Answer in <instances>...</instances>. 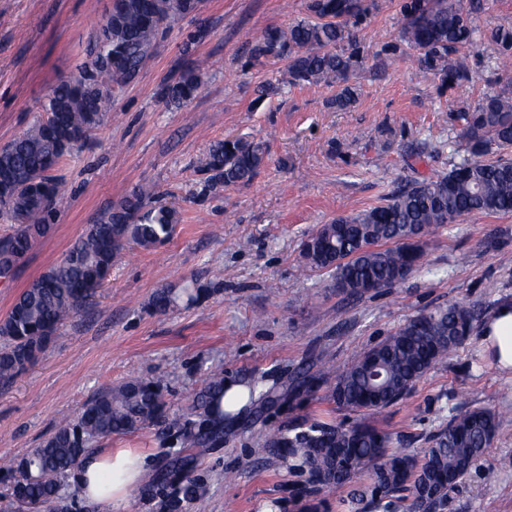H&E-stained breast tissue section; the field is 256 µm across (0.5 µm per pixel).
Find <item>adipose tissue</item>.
<instances>
[{"instance_id": "obj_1", "label": "adipose tissue", "mask_w": 512, "mask_h": 512, "mask_svg": "<svg viewBox=\"0 0 512 512\" xmlns=\"http://www.w3.org/2000/svg\"><path fill=\"white\" fill-rule=\"evenodd\" d=\"M481 341L491 351L497 368L512 371V304L499 305L486 320ZM144 472L142 453L128 448L95 450L86 456L78 470V490L86 500L117 506L140 484Z\"/></svg>"}]
</instances>
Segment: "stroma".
Returning a JSON list of instances; mask_svg holds the SVG:
<instances>
[{"instance_id": "35a3bbf8", "label": "stroma", "mask_w": 512, "mask_h": 512, "mask_svg": "<svg viewBox=\"0 0 512 512\" xmlns=\"http://www.w3.org/2000/svg\"><path fill=\"white\" fill-rule=\"evenodd\" d=\"M402 0H373L358 32L363 59L351 82L356 103L331 101L335 87L296 86L257 98L274 65L244 68L247 45L265 29L301 19L305 0H200L172 22L146 67L114 92L98 126L51 170L66 185L53 226L35 242L10 283H0V317L88 225L140 184L155 204L174 206L172 237L156 248H126L104 288L66 321L29 370L0 382V470L39 446L63 418L98 390L131 377L164 375L165 414L184 420L209 374L274 389L271 405L247 406L225 421L220 440L184 448L166 423L99 441L135 448L144 482L111 512H164L180 488L174 457L187 458L208 486L185 512H303L300 474L259 438L304 416L355 420L328 385L288 398L290 385L343 369L421 311L458 302L479 319L512 302V213L471 214L424 239V264L392 287L353 297L331 274L302 266L303 239L320 225L383 203L416 181L447 174L466 158L458 112L485 93L512 91V65L479 40L467 50L472 78L440 91L401 39ZM110 0H0V147L41 119L53 88L82 72ZM197 34L187 44L189 34ZM202 77L197 97L176 106L162 87L186 68ZM228 136L264 142L265 166L246 185L209 186L199 161ZM210 287L202 303L151 307L164 287ZM486 408L500 433L469 475L448 493L443 512H512V377L470 334L390 407L365 413L391 432L395 447L422 456L428 438L470 408ZM496 469L486 481L487 469Z\"/></svg>"}]
</instances>
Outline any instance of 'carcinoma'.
Wrapping results in <instances>:
<instances>
[{"mask_svg": "<svg viewBox=\"0 0 512 512\" xmlns=\"http://www.w3.org/2000/svg\"><path fill=\"white\" fill-rule=\"evenodd\" d=\"M199 0H114L95 45L90 69L76 81L58 84L44 110L47 119L0 148V222L15 232L0 244V280L9 281L33 243L51 228L54 200L63 184L47 172L99 120L112 93L129 83L152 58L157 40L178 17L197 10ZM369 0H308V16L286 27H270L246 52L247 64L284 61L277 83L259 88L265 95L280 86H336L332 104L350 107L357 97L350 85L362 59L356 30L370 13ZM465 0H403L402 39L418 52L421 67L432 72L443 91L471 79L464 48L477 34L474 12ZM488 40L504 55L512 53V28L497 27ZM201 86L193 70L161 90V98L184 106ZM466 151L470 157L449 173L425 179L392 194L383 205L322 224L301 244L304 266L328 270L342 291L363 295L404 280L423 265V237L473 213H512V93L483 96L463 109ZM267 156L263 142L232 137L211 145L200 165L211 185L250 183ZM151 188L140 186L97 224H91L64 258L33 280L0 319V380H9L35 364L65 321L74 316L112 270L129 243L151 249L167 241L177 212L167 206L143 210ZM477 319L473 307L458 303L422 312L391 336L362 351L345 369H323L332 400L352 412L383 410L402 399L425 374L448 359ZM224 376L213 373L197 398V420L184 424L183 444L194 447L224 433L221 406ZM159 379H130L105 388L87 401L76 419L61 425L39 447L13 462L10 495L27 512H69L60 497L61 480L77 473L93 441L131 432L159 420L165 412ZM499 422L485 408L453 416L429 438L419 461L391 449V436L363 422L329 424L303 419L264 436V444L308 475L306 496L338 489L363 473L369 482L354 486L346 499L359 507L407 512H439L448 491L472 470L491 445ZM182 496L165 504L180 512L183 502L206 493V485L188 477Z\"/></svg>", "mask_w": 512, "mask_h": 512, "instance_id": "1", "label": "carcinoma"}]
</instances>
